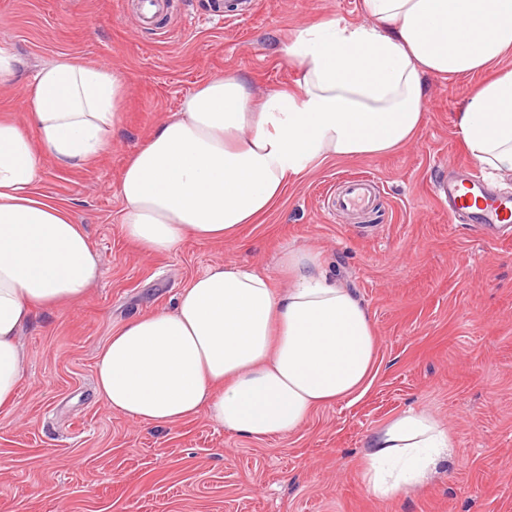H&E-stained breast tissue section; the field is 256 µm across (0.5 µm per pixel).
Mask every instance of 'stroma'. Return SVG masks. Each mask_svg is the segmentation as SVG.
Listing matches in <instances>:
<instances>
[{"label":"stroma","mask_w":512,"mask_h":512,"mask_svg":"<svg viewBox=\"0 0 512 512\" xmlns=\"http://www.w3.org/2000/svg\"><path fill=\"white\" fill-rule=\"evenodd\" d=\"M213 2L171 0L149 30L136 0H0V46L19 60L0 113L18 112L27 80L61 55L109 65L127 87L109 151L86 168L46 163L38 173L39 192L70 208L101 268L84 300L37 311L23 330L16 405L0 411V512H512V232H476L431 190L472 159L456 114L481 76L427 77L412 143L315 166L234 242L189 237L148 254L124 234L123 169L185 97L225 75L244 77L257 97L293 85L297 67L279 49L299 28L369 21L362 0H253L221 18ZM364 175L378 186L371 214L325 211L344 178ZM297 248L318 253L373 318L378 363L365 392L264 441L204 413L156 428L103 405L96 357L126 321L171 307L216 263L289 287L277 259ZM408 409L450 428L452 458L418 488L381 500L363 482V448Z\"/></svg>","instance_id":"1"}]
</instances>
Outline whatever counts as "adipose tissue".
<instances>
[{
    "mask_svg": "<svg viewBox=\"0 0 512 512\" xmlns=\"http://www.w3.org/2000/svg\"><path fill=\"white\" fill-rule=\"evenodd\" d=\"M367 25L325 21L284 45L301 78L253 101L243 77L213 78L128 160L122 222L142 249L184 236L233 240L291 179L329 159L376 156L410 142L424 121L425 79L485 74L457 114L475 161L512 173V0H362ZM125 84L104 64L61 56L25 86L23 119L0 115V408L12 407L26 356L21 333L39 308L71 304L96 282L100 257L68 207L37 192L41 160L68 170L112 146ZM284 292L252 268L217 264L169 310L113 333L95 364L96 393L133 420L170 427L207 413L263 441L364 391L377 363L366 308L329 280L317 255L284 252ZM450 430L409 410L367 439L362 478L392 498L449 459Z\"/></svg>",
    "mask_w": 512,
    "mask_h": 512,
    "instance_id": "obj_1",
    "label": "adipose tissue"
}]
</instances>
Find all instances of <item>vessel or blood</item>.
Instances as JSON below:
<instances>
[{
    "instance_id": "obj_1",
    "label": "vessel or blood",
    "mask_w": 512,
    "mask_h": 512,
    "mask_svg": "<svg viewBox=\"0 0 512 512\" xmlns=\"http://www.w3.org/2000/svg\"><path fill=\"white\" fill-rule=\"evenodd\" d=\"M437 196L445 198L451 216L466 218L474 225L499 228L512 227V194L500 195L489 190L476 174L462 171L450 175L434 185ZM376 185L370 180L346 181L341 193L334 199L336 208L365 212L375 201Z\"/></svg>"
}]
</instances>
